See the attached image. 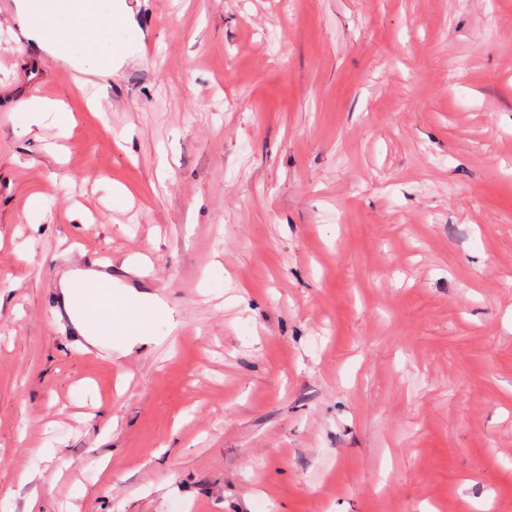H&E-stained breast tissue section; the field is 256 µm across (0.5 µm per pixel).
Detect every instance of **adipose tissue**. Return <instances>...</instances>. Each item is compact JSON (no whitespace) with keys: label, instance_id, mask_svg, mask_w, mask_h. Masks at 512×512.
<instances>
[{"label":"adipose tissue","instance_id":"adipose-tissue-1","mask_svg":"<svg viewBox=\"0 0 512 512\" xmlns=\"http://www.w3.org/2000/svg\"><path fill=\"white\" fill-rule=\"evenodd\" d=\"M15 22L20 35L51 58L76 60L83 72L101 75L110 72L119 52L110 34L117 28L135 27L133 11L125 0H94L90 17H83L81 0H68L64 9H42L38 0H14ZM112 317L121 324L118 350L128 354L134 346L147 342L141 324L145 317L168 313L169 307L156 296L129 291Z\"/></svg>","mask_w":512,"mask_h":512}]
</instances>
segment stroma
Instances as JSON below:
<instances>
[{
    "instance_id": "stroma-1",
    "label": "stroma",
    "mask_w": 512,
    "mask_h": 512,
    "mask_svg": "<svg viewBox=\"0 0 512 512\" xmlns=\"http://www.w3.org/2000/svg\"><path fill=\"white\" fill-rule=\"evenodd\" d=\"M11 3L0 497L512 512V0H126L131 52L82 90ZM33 97L69 112L25 127ZM75 269L177 327L89 344L56 314ZM47 441L70 466L19 486Z\"/></svg>"
}]
</instances>
